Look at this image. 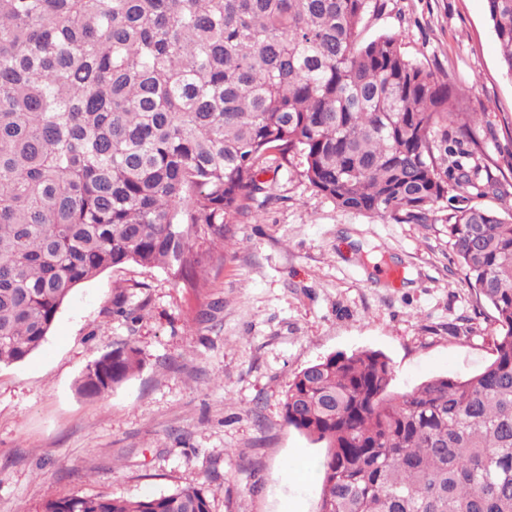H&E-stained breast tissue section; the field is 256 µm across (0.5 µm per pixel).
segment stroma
Listing matches in <instances>:
<instances>
[{
  "instance_id": "obj_1",
  "label": "stroma",
  "mask_w": 512,
  "mask_h": 512,
  "mask_svg": "<svg viewBox=\"0 0 512 512\" xmlns=\"http://www.w3.org/2000/svg\"><path fill=\"white\" fill-rule=\"evenodd\" d=\"M403 35L412 60L447 73L475 119L474 160L512 184V120L486 0H378L363 38ZM267 171L268 200L233 221L199 288L161 269L103 271L63 303L40 350L0 366V512L54 498L138 499L205 490L210 512H318L325 450L284 421L288 382L334 353L377 350L402 391L475 372L494 327L448 246L444 222L396 224L344 211L299 175ZM399 267L400 284L375 275ZM125 295L135 317L112 314ZM121 345L140 371L105 396L76 390Z\"/></svg>"
}]
</instances>
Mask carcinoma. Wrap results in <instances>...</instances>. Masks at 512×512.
<instances>
[{
	"mask_svg": "<svg viewBox=\"0 0 512 512\" xmlns=\"http://www.w3.org/2000/svg\"><path fill=\"white\" fill-rule=\"evenodd\" d=\"M372 0H0V365L48 336L73 288L128 263L190 288L247 216L269 158L336 207L429 224L496 327L494 357L404 392L377 351L331 354L288 382L284 419L326 448L319 512H512V208L463 158L461 94L402 35L361 39ZM512 76V0H486ZM456 126L453 144L448 127ZM141 368L95 358L78 393ZM45 512H210L195 486L137 500L71 496Z\"/></svg>",
	"mask_w": 512,
	"mask_h": 512,
	"instance_id": "cac0c4a2",
	"label": "carcinoma"
}]
</instances>
